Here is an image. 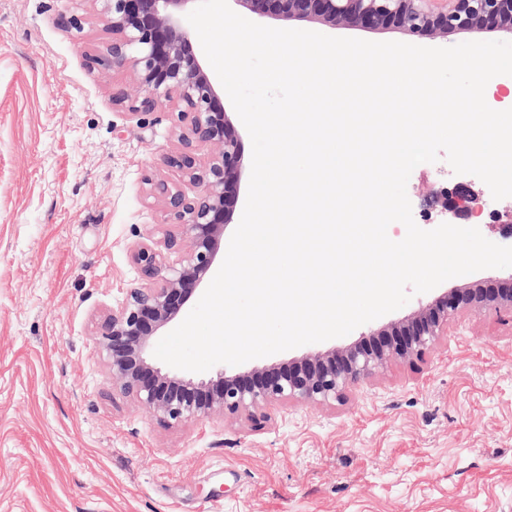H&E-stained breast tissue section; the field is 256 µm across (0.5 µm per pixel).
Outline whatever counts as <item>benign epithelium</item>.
I'll return each mask as SVG.
<instances>
[{
  "mask_svg": "<svg viewBox=\"0 0 512 512\" xmlns=\"http://www.w3.org/2000/svg\"><path fill=\"white\" fill-rule=\"evenodd\" d=\"M195 0H105L103 16L112 43L89 57L92 67L129 69L140 89L112 101L128 104L136 115L160 106L177 113L179 150L165 157L197 187L187 196L177 187L157 184L166 219L186 238L167 233L137 245L131 255L146 283L130 291L99 329L112 387L175 421H202L215 415L252 419L276 401L328 404L344 399L348 388L374 377L390 361L420 356L448 330L460 305L512 314V296L492 297L482 288L454 289L401 322L341 348L308 351L286 363L253 367L235 374L224 370L209 380L162 372L148 361L151 338L175 320L212 268L232 214L241 178L239 137L224 110V91L208 74L194 39L183 24ZM250 12L327 23H395L417 37L466 29L478 21L505 23L512 30V0H454L433 13L419 0H233ZM200 145L216 152L197 161Z\"/></svg>",
  "mask_w": 512,
  "mask_h": 512,
  "instance_id": "7a95c632",
  "label": "benign epithelium"
}]
</instances>
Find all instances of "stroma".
I'll list each match as a JSON object with an SVG mask.
<instances>
[{"mask_svg":"<svg viewBox=\"0 0 512 512\" xmlns=\"http://www.w3.org/2000/svg\"><path fill=\"white\" fill-rule=\"evenodd\" d=\"M100 0H0V512H512V316L458 310L424 354L393 361L344 401L277 402L258 422L164 420L113 389L97 328L144 279L131 260L166 231L163 181L177 117L130 115L131 71L90 69L112 39ZM81 29L58 26L59 15ZM289 28L415 43L389 26L292 19ZM245 161L224 239L245 206ZM473 196L460 225L512 246V197L494 200L446 157L407 183L415 223L446 222L444 191ZM511 286L485 269L323 341L342 347L452 288Z\"/></svg>","mask_w":512,"mask_h":512,"instance_id":"35a3bbf8","label":"stroma"}]
</instances>
